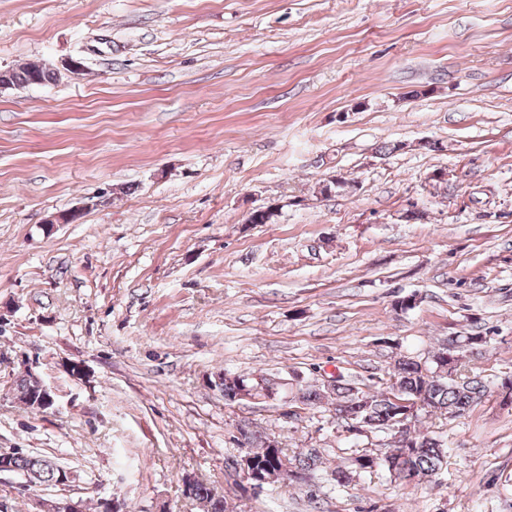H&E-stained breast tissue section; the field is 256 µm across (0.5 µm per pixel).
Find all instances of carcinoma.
<instances>
[{
  "instance_id": "cac0c4a2",
  "label": "carcinoma",
  "mask_w": 512,
  "mask_h": 512,
  "mask_svg": "<svg viewBox=\"0 0 512 512\" xmlns=\"http://www.w3.org/2000/svg\"><path fill=\"white\" fill-rule=\"evenodd\" d=\"M8 79L23 88L34 85L36 81L41 85L55 81L58 75L41 66L30 65L10 69ZM435 367V363L429 367L405 357L396 361L393 377L403 389V398H419L434 412L447 414L456 411L461 417L470 410L473 403L491 392L495 386L512 394V376L489 380L461 364L457 369L458 378L453 379L435 374ZM331 391L336 395V401L342 404L337 412L354 415L355 421L363 423V427L371 431L388 430L390 422L401 416L399 406L381 391H364L339 383ZM246 440L252 448V454L262 462L270 465L285 464L286 454L283 449L266 447L267 439L251 435ZM354 461L362 470L375 467L388 469L390 464L399 461L408 471L425 477L436 474L442 468L444 450L437 446L436 437L418 435L413 438L411 447L400 445L383 457L365 452L354 457ZM9 464L12 472L22 476L29 487L56 484L59 472L64 469V466L49 456L23 451L13 453ZM192 500L201 504L204 512H226L224 497L200 481L195 482Z\"/></svg>"
}]
</instances>
